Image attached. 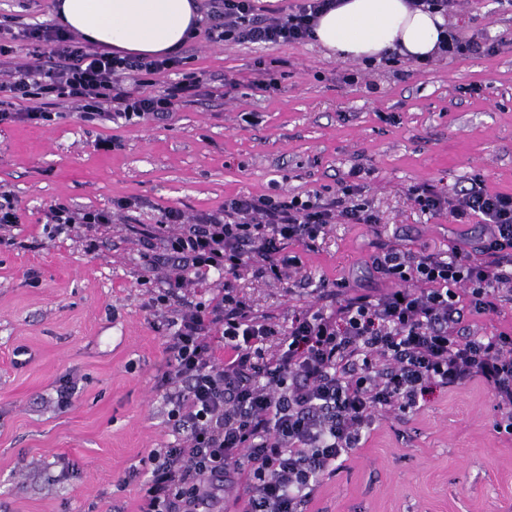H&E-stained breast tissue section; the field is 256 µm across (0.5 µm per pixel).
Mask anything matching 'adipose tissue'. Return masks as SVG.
I'll list each match as a JSON object with an SVG mask.
<instances>
[{"label": "adipose tissue", "mask_w": 512, "mask_h": 512, "mask_svg": "<svg viewBox=\"0 0 512 512\" xmlns=\"http://www.w3.org/2000/svg\"><path fill=\"white\" fill-rule=\"evenodd\" d=\"M58 21L83 39L138 57L180 50L198 27L197 0H58ZM447 19L408 0H342L322 15L315 43L340 60L381 59L395 51L409 59L437 55Z\"/></svg>", "instance_id": "adipose-tissue-1"}]
</instances>
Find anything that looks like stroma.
Wrapping results in <instances>:
<instances>
[{
  "label": "stroma",
  "instance_id": "35a3bbf8",
  "mask_svg": "<svg viewBox=\"0 0 512 512\" xmlns=\"http://www.w3.org/2000/svg\"><path fill=\"white\" fill-rule=\"evenodd\" d=\"M56 0H0V28L51 24ZM460 37L499 43L492 56H396L372 65L314 43L252 46L197 35L184 72L209 86L166 120L86 121L69 104L39 125L0 126V194L20 226L0 243V512H137L143 458L174 442L157 381L168 368L166 313L144 282L143 248L128 230L161 209L192 217L236 194L335 196L352 167L381 222L339 224L301 268L277 281L241 271L231 284L287 328L322 281L380 288L377 244L447 253L480 245L483 227L421 214L407 195L431 182L455 192L480 177L512 191V0H458ZM276 92L257 89L259 68ZM360 83H344L349 72ZM225 79L223 96L212 95ZM112 140L111 150L100 140ZM134 206L91 235H58L51 207ZM68 403H59L61 386ZM479 385L436 389L417 411L376 417L344 469L324 478L309 512H512V436Z\"/></svg>",
  "mask_w": 512,
  "mask_h": 512
}]
</instances>
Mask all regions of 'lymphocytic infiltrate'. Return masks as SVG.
Masks as SVG:
<instances>
[{
  "instance_id": "1",
  "label": "lymphocytic infiltrate",
  "mask_w": 512,
  "mask_h": 512,
  "mask_svg": "<svg viewBox=\"0 0 512 512\" xmlns=\"http://www.w3.org/2000/svg\"><path fill=\"white\" fill-rule=\"evenodd\" d=\"M339 4L301 0L269 16L254 0H208L206 32L214 41L303 45L319 14ZM18 37L42 46L47 59L14 63L0 79V125L51 118L37 107L12 111L9 98L69 103L84 119L130 124L167 119L176 103L200 93L202 78L194 73L156 94L125 91L126 79L183 65L178 53L121 55L84 45L59 24H34ZM361 173L351 169L329 200L238 194L192 218L170 207L159 223L131 225L145 250L163 248L179 269L155 299L174 309L160 386L177 441L145 459L138 512H218L228 499L238 512H306L323 477L335 475L365 442L376 414L409 413L433 388L481 383L507 412L498 430L512 435V331H462L466 315H495L512 300V192L488 191L479 179L452 196L428 182L410 186L422 213L445 214L456 224L479 217L486 229L479 250L457 245L439 255L379 246L371 266L393 288H323L319 303L294 315L284 331L230 287L186 300L190 278L213 270L234 277L251 265L257 275L280 280L299 265L289 246L312 251L333 225L379 223ZM112 217L60 205L49 221L66 234L93 231ZM279 334L280 348L264 354Z\"/></svg>"
}]
</instances>
